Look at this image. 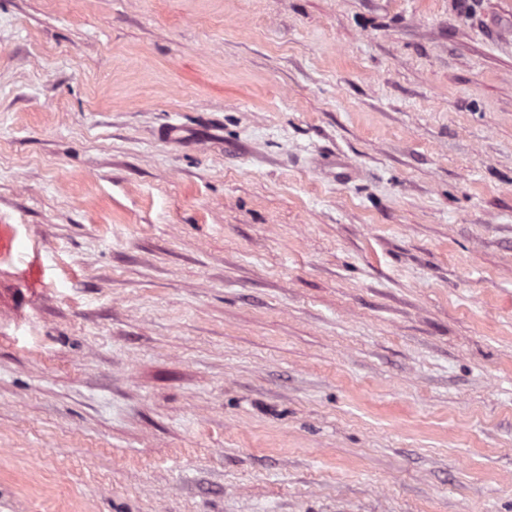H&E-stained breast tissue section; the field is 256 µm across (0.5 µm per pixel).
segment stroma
<instances>
[{"mask_svg": "<svg viewBox=\"0 0 512 512\" xmlns=\"http://www.w3.org/2000/svg\"><path fill=\"white\" fill-rule=\"evenodd\" d=\"M0 512H512V0H0Z\"/></svg>", "mask_w": 512, "mask_h": 512, "instance_id": "obj_1", "label": "stroma"}]
</instances>
